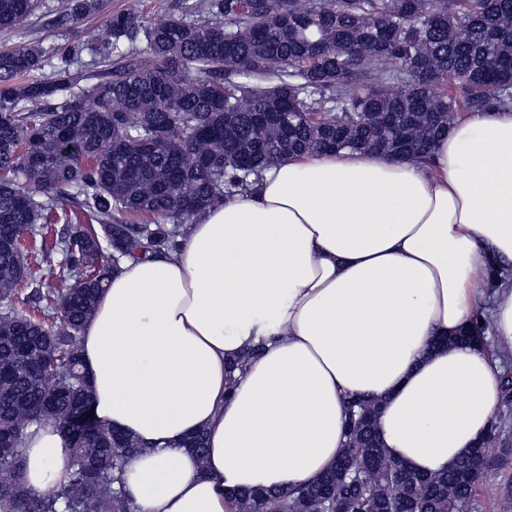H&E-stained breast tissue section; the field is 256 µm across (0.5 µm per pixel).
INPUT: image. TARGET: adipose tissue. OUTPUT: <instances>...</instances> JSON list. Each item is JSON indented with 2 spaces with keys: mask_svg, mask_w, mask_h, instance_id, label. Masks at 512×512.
Segmentation results:
<instances>
[{
  "mask_svg": "<svg viewBox=\"0 0 512 512\" xmlns=\"http://www.w3.org/2000/svg\"><path fill=\"white\" fill-rule=\"evenodd\" d=\"M483 307L492 345L456 342ZM492 346L512 350V108L455 119L425 165L289 157L193 216L177 253L122 258L81 333L96 418L143 447L117 482L134 512H237L230 490L317 479L354 397L378 401L392 455L447 471L501 403ZM67 443L30 431L32 492Z\"/></svg>",
  "mask_w": 512,
  "mask_h": 512,
  "instance_id": "ef3b65f1",
  "label": "adipose tissue"
}]
</instances>
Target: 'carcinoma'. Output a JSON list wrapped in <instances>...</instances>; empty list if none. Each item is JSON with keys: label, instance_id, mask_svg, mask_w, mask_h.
Listing matches in <instances>:
<instances>
[{"label": "carcinoma", "instance_id": "obj_1", "mask_svg": "<svg viewBox=\"0 0 512 512\" xmlns=\"http://www.w3.org/2000/svg\"><path fill=\"white\" fill-rule=\"evenodd\" d=\"M39 5L0 0V31ZM102 8L53 5L62 20ZM187 13L148 24L135 12L108 16L112 48L141 30L142 56L84 63L82 44L26 41L0 50V512H132L115 473L139 443L113 441L102 421L69 430L93 408L80 334L118 259L177 252L183 219L290 155L425 159L455 116L512 106V0H200ZM267 79L276 83L258 85ZM259 112L269 113L262 126ZM67 202L64 265L55 287L36 292L57 314L50 323L23 310L22 290L43 274L13 245ZM347 408L334 468L294 491L243 490L238 512H474L487 449L418 473L382 446L375 402ZM43 424L68 437L71 465L36 495L21 480L23 445ZM185 447L204 458L205 432Z\"/></svg>", "mask_w": 512, "mask_h": 512}]
</instances>
